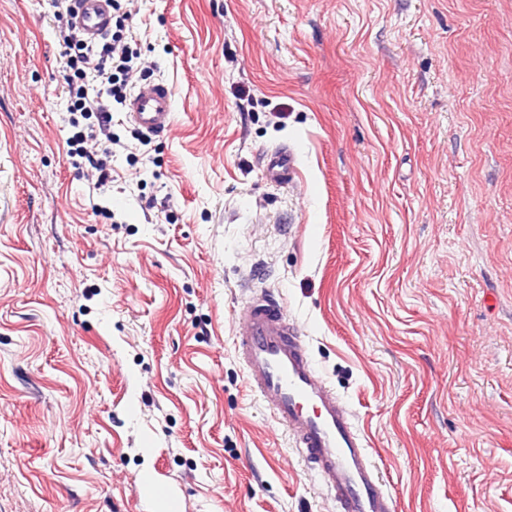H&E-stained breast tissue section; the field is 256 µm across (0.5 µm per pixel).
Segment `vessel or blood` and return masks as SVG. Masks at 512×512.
<instances>
[{"label":"vessel or blood","instance_id":"1","mask_svg":"<svg viewBox=\"0 0 512 512\" xmlns=\"http://www.w3.org/2000/svg\"><path fill=\"white\" fill-rule=\"evenodd\" d=\"M77 23L84 37L108 29L107 0H78ZM174 95L162 81L139 84L126 102L125 116L153 135L173 124ZM294 150L264 159L268 182L282 185L297 173ZM235 351L246 380L275 419L284 425L304 461L324 481L338 512H396L379 479L363 431L346 403L317 369L302 329L280 301L264 290L252 293L235 333Z\"/></svg>","mask_w":512,"mask_h":512}]
</instances>
